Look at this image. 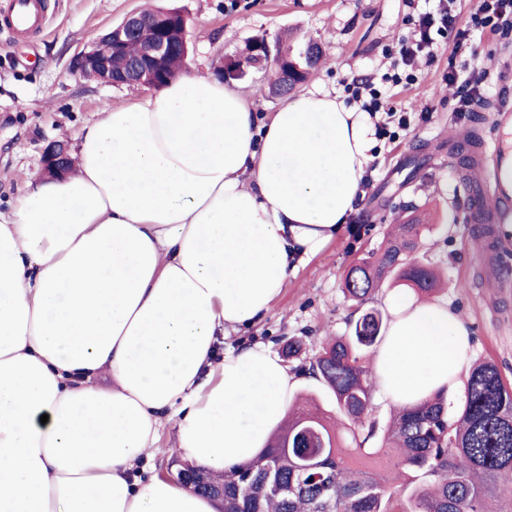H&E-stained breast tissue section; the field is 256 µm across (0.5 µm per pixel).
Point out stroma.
I'll list each match as a JSON object with an SVG mask.
<instances>
[{
	"label": "stroma",
	"mask_w": 512,
	"mask_h": 512,
	"mask_svg": "<svg viewBox=\"0 0 512 512\" xmlns=\"http://www.w3.org/2000/svg\"><path fill=\"white\" fill-rule=\"evenodd\" d=\"M170 4L189 18L188 70L212 72L220 57L238 54L256 35L295 48L309 42L320 46L323 59L306 88H324L345 102L347 83L369 77L410 120L399 138L377 141L364 195L341 231L298 264L253 326L225 337V348L261 344L278 355L290 337L302 338L301 356L289 362L299 373L298 392L324 415L337 416L333 395L306 368L328 337L350 332L345 271L379 249L398 218L416 211L430 216L417 257L441 272L443 285L434 298L457 312L469 331L468 367L494 362L512 383V293L493 288L487 275L482 227L468 219L462 166L450 148L467 132L480 133L487 144H503L512 137V120L459 111L446 85L449 70L464 76L476 68L486 73L489 102L512 99V30L474 36L460 51L452 40H439L412 84L402 88L382 80L412 16L448 6L466 22L476 0H51L53 19L43 35L17 39L0 31V212H9L21 195L23 173L40 169L50 142L74 145L75 135L99 119L104 107L143 93L85 79L71 68L74 54L127 13ZM468 367L448 398L449 416H456L464 400Z\"/></svg>",
	"instance_id": "stroma-1"
}]
</instances>
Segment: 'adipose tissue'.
<instances>
[{"label": "adipose tissue", "instance_id": "ef3b65f1", "mask_svg": "<svg viewBox=\"0 0 512 512\" xmlns=\"http://www.w3.org/2000/svg\"><path fill=\"white\" fill-rule=\"evenodd\" d=\"M373 147L369 115L323 89L262 122L242 86L184 72L83 127L69 176L24 173L0 215V512H215L131 475L166 421L216 471L264 449L294 375L224 338L355 211ZM384 303L382 392L411 406L454 387L464 322L402 292Z\"/></svg>", "mask_w": 512, "mask_h": 512}]
</instances>
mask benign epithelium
I'll use <instances>...</instances> for the list:
<instances>
[{
	"instance_id": "obj_1",
	"label": "benign epithelium",
	"mask_w": 512,
	"mask_h": 512,
	"mask_svg": "<svg viewBox=\"0 0 512 512\" xmlns=\"http://www.w3.org/2000/svg\"><path fill=\"white\" fill-rule=\"evenodd\" d=\"M183 22L184 15L166 10L152 17L140 11L131 12L78 51L72 58V68L109 86L160 88L168 59L177 52L187 54V44L182 39ZM128 43L137 46V55L117 61L116 55ZM245 74L244 60L238 56L222 58L214 69V75L219 79H241ZM71 168L65 145L48 144L41 157L43 176L61 179L69 174ZM176 474L177 479L190 485L206 484V472L197 465L185 463Z\"/></svg>"
}]
</instances>
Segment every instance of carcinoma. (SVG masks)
<instances>
[{
    "mask_svg": "<svg viewBox=\"0 0 512 512\" xmlns=\"http://www.w3.org/2000/svg\"><path fill=\"white\" fill-rule=\"evenodd\" d=\"M290 58L296 85L321 55L308 44ZM422 226L420 216H406L383 248L344 275L343 293L358 313L353 331L324 344L308 368L334 395L344 423L336 426L316 408H291L255 460L222 474L206 471L207 481L224 486L219 512H512L493 506L512 480V388L490 361L472 367L454 420L442 388L400 408L379 444L368 447L377 433L374 383L360 355L385 326L364 305L386 281L415 293L439 287V274L416 260Z\"/></svg>",
    "mask_w": 512,
    "mask_h": 512,
    "instance_id": "cac0c4a2",
    "label": "carcinoma"
}]
</instances>
